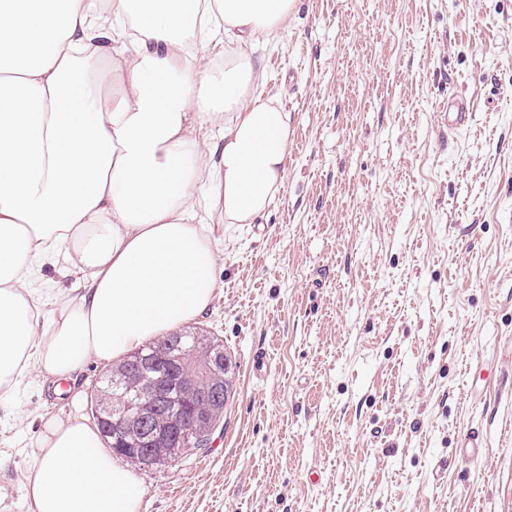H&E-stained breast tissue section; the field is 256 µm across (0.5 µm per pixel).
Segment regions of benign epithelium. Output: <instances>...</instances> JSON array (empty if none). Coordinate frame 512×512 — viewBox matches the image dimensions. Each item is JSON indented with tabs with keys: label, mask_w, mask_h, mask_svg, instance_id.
<instances>
[{
	"label": "benign epithelium",
	"mask_w": 512,
	"mask_h": 512,
	"mask_svg": "<svg viewBox=\"0 0 512 512\" xmlns=\"http://www.w3.org/2000/svg\"><path fill=\"white\" fill-rule=\"evenodd\" d=\"M218 366L216 358L198 361L193 350L174 357L169 349L156 348L136 360L135 368L143 377L139 393L114 419L110 418L112 407H107V421L118 425L131 417L137 422L147 447L135 449V454L146 461L178 460L186 444L209 448L217 431L212 423L213 407L222 403L224 392L217 385L204 387L202 382ZM175 384L195 390V400L188 404L176 401L172 397Z\"/></svg>",
	"instance_id": "1"
}]
</instances>
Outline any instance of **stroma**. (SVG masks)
I'll list each match as a JSON object with an SVG mask.
<instances>
[{
	"label": "stroma",
	"instance_id": "35a3bbf8",
	"mask_svg": "<svg viewBox=\"0 0 512 512\" xmlns=\"http://www.w3.org/2000/svg\"><path fill=\"white\" fill-rule=\"evenodd\" d=\"M252 57L289 118L284 188L225 230L185 325L237 364L224 426L134 466L140 512H512V395L468 394L512 338V0H298ZM69 409L0 396V512H28L17 443Z\"/></svg>",
	"mask_w": 512,
	"mask_h": 512
}]
</instances>
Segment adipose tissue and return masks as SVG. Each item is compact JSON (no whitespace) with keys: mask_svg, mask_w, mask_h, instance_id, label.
I'll return each mask as SVG.
<instances>
[{"mask_svg":"<svg viewBox=\"0 0 512 512\" xmlns=\"http://www.w3.org/2000/svg\"><path fill=\"white\" fill-rule=\"evenodd\" d=\"M297 0H0V388L70 384L193 319L217 286L218 240L198 222L251 224L283 187L288 115L252 88L246 46ZM224 47L223 64L198 47ZM106 60L102 93L89 66ZM218 126L213 164L196 135ZM82 286L61 297L35 269ZM29 512H139L135 474L79 413L46 415L24 449Z\"/></svg>","mask_w":512,"mask_h":512,"instance_id":"obj_1","label":"adipose tissue"}]
</instances>
